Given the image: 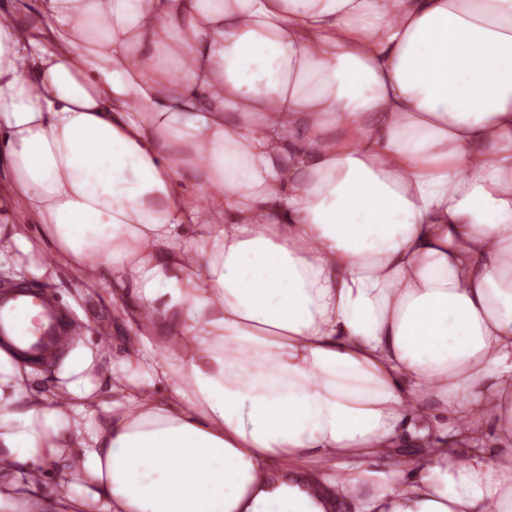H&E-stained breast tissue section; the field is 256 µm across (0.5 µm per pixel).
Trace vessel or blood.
<instances>
[{
	"mask_svg": "<svg viewBox=\"0 0 512 512\" xmlns=\"http://www.w3.org/2000/svg\"><path fill=\"white\" fill-rule=\"evenodd\" d=\"M1 341L33 357L62 349L65 333L50 297L29 287L0 294Z\"/></svg>",
	"mask_w": 512,
	"mask_h": 512,
	"instance_id": "1",
	"label": "vessel or blood"
}]
</instances>
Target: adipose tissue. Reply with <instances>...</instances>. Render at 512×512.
I'll list each match as a JSON object with an SVG mask.
<instances>
[{
    "mask_svg": "<svg viewBox=\"0 0 512 512\" xmlns=\"http://www.w3.org/2000/svg\"><path fill=\"white\" fill-rule=\"evenodd\" d=\"M39 8L0 257L130 334L0 346V512H512V0Z\"/></svg>",
    "mask_w": 512,
    "mask_h": 512,
    "instance_id": "adipose-tissue-1",
    "label": "adipose tissue"
}]
</instances>
